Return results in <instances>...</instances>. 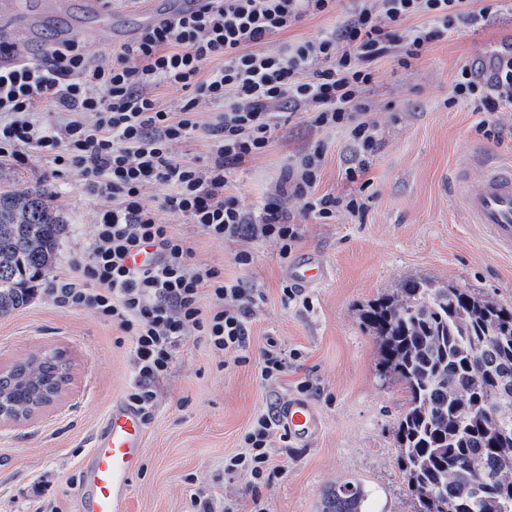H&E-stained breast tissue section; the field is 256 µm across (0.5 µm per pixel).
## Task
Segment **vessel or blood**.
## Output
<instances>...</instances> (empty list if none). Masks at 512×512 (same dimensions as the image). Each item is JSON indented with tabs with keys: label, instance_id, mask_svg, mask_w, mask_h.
Returning a JSON list of instances; mask_svg holds the SVG:
<instances>
[{
	"label": "vessel or blood",
	"instance_id": "obj_1",
	"mask_svg": "<svg viewBox=\"0 0 512 512\" xmlns=\"http://www.w3.org/2000/svg\"><path fill=\"white\" fill-rule=\"evenodd\" d=\"M459 195L469 222L480 225L501 250L512 253V165L485 167L476 190L469 188L467 180H460ZM288 275L294 284L309 288L325 278L326 267L321 260L307 258L293 264ZM281 421L289 438L302 445L322 431L320 411L303 398L289 400L281 410ZM146 441L140 412L123 401H113L74 491L78 512H129L131 484Z\"/></svg>",
	"mask_w": 512,
	"mask_h": 512
}]
</instances>
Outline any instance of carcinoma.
<instances>
[{"instance_id":"1","label":"carcinoma","mask_w":512,"mask_h":512,"mask_svg":"<svg viewBox=\"0 0 512 512\" xmlns=\"http://www.w3.org/2000/svg\"><path fill=\"white\" fill-rule=\"evenodd\" d=\"M41 186L0 189V316L26 306L56 258L65 219ZM380 363L410 402L398 459L419 512H499L512 486V306L452 285L407 279L362 311ZM67 372L59 351L21 363L0 396L29 410ZM361 483L326 494L321 512H364Z\"/></svg>"}]
</instances>
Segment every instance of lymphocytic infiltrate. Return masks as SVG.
Returning a JSON list of instances; mask_svg holds the SVG:
<instances>
[{"label":"lymphocytic infiltrate","mask_w":512,"mask_h":512,"mask_svg":"<svg viewBox=\"0 0 512 512\" xmlns=\"http://www.w3.org/2000/svg\"><path fill=\"white\" fill-rule=\"evenodd\" d=\"M492 9L476 0H355L337 29L269 50L272 36L305 15L335 12L336 0H197L180 15L142 28L110 59L90 60L72 39L43 60L0 66V157L35 151L57 172L78 171L88 192L112 201L76 260L78 278L60 279L48 294L58 307L112 323L129 341L125 400L145 422L154 419L158 385L188 334L217 358L245 362L259 298L219 268L193 263L186 238L161 222L160 211L186 217L211 241H272L284 256L301 238L287 200L323 220L341 209L362 212L358 194L318 193L327 152L321 141L281 171L259 207L234 193V176L268 151L277 128L301 116L318 131L345 134L353 158L345 175L357 182L378 149L365 99L376 62L393 54L410 67L431 43ZM415 16L422 24L406 27ZM218 57L222 66L212 67ZM492 63L487 76L462 66L451 103L488 113L511 108L512 50ZM160 87L183 92L178 110L161 108L154 94ZM205 105L216 108L213 121L201 120ZM46 110L60 113L57 125L39 122ZM189 142L202 145L201 155H173V145ZM152 184L165 190L157 205L144 193ZM145 244L156 246V261L128 266L131 251ZM281 427L278 413H260L242 451L224 459L225 474L251 489V512H267L259 490L281 472L272 456Z\"/></svg>","instance_id":"obj_1"}]
</instances>
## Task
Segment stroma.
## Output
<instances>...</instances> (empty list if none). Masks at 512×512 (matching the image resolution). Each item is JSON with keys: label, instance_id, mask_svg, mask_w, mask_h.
Instances as JSON below:
<instances>
[{"label": "stroma", "instance_id": "35a3bbf8", "mask_svg": "<svg viewBox=\"0 0 512 512\" xmlns=\"http://www.w3.org/2000/svg\"><path fill=\"white\" fill-rule=\"evenodd\" d=\"M104 2L112 22L109 34L100 39L84 35L97 21L92 0H64L58 6L48 0H14L12 13L0 14V37L39 10L47 20L34 41L20 42L19 55L42 57L53 32L63 31L82 41L90 58H108L142 28L148 0ZM353 5V0H338L335 12L304 17L270 44L333 30ZM510 40L512 0H499L480 24L449 31L430 44L412 68L388 58L379 61L378 77L365 93L374 105L380 139L365 174V208L355 215L337 212L327 224L296 215L301 238L289 257H281L278 246L268 241H211L187 218L160 212L162 222L187 238L195 263L219 268L226 279L255 289L262 299L251 317L248 363L222 366L196 337L182 343L173 374L160 387L129 512H188L191 490L199 485L237 499L243 512H249L251 493L244 480L225 475L224 458L238 452L257 414L283 407L303 381L311 385L307 397L322 415V431L309 446L275 441L274 462L285 474L259 491L268 512H320L326 492L351 479L368 492L366 512H416L398 465L396 439L409 394L380 365L378 345L360 314L410 278L452 284L512 305V255L498 251L477 225L468 223L455 188L461 169L467 170L472 185H479L474 152L494 162H512V109L493 116L505 131L496 141L477 130L483 113L448 103L458 69ZM316 138L300 118L280 128L272 147L237 175L245 204L261 200L288 161ZM322 138L327 157L318 191L345 195L353 189L344 173L350 157L347 141L339 132ZM1 184L47 187L67 230L31 302L0 316V369L58 349L71 363V380L57 404L26 424L0 427V512H73L80 463L112 400L125 395L129 344L112 323L86 311L56 307L46 290L57 278L77 276L75 260L91 241L106 200L87 193L82 176L54 173L32 152L21 163L0 158ZM243 248L253 255L251 265L234 262ZM310 254L326 261L328 281L302 289L300 301L282 303L291 262ZM270 337L288 356V369L274 386L262 384L257 374L260 352Z\"/></svg>", "mask_w": 512, "mask_h": 512}]
</instances>
